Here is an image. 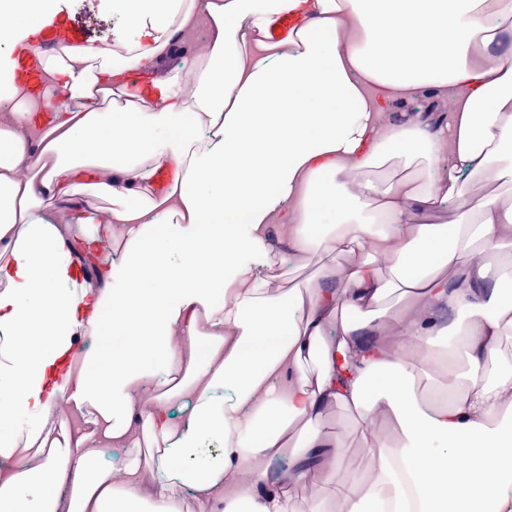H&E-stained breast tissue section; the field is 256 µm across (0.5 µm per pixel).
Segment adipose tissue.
<instances>
[{
  "mask_svg": "<svg viewBox=\"0 0 512 512\" xmlns=\"http://www.w3.org/2000/svg\"><path fill=\"white\" fill-rule=\"evenodd\" d=\"M114 48L43 58L66 104L0 113V512H288L294 487L335 480L342 512H512V366H495L512 303L467 260L472 239L512 244V206L483 198L462 223L461 179L512 177V0H112ZM300 25L275 41L286 14ZM205 27L194 58L129 95L112 51L152 68ZM448 101L384 123L398 102ZM398 158L435 177L386 185L347 176ZM178 174L162 194L159 169ZM106 200L104 214L79 202ZM69 207L40 217L45 200ZM287 248L393 258L342 287L264 296L273 231ZM112 256L96 279L82 264ZM163 278L147 290L148 275ZM422 300L383 310L390 289ZM462 338V388L427 391L373 333L432 349ZM126 343L113 348V329ZM205 358H198L199 346ZM318 358L308 376L303 365ZM228 390L216 398L217 387ZM336 404L382 410L401 437H366L367 484L338 475L340 441L316 423ZM222 435L217 460L185 464ZM447 440L436 452L433 442ZM142 447L122 468L106 448ZM288 457L287 485L256 459Z\"/></svg>",
  "mask_w": 512,
  "mask_h": 512,
  "instance_id": "ef3b65f1",
  "label": "adipose tissue"
}]
</instances>
